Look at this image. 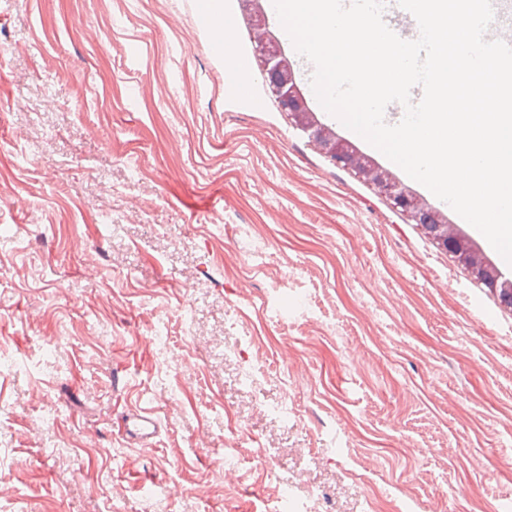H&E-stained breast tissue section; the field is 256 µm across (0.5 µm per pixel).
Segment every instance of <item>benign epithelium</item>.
Here are the masks:
<instances>
[{
    "label": "benign epithelium",
    "mask_w": 512,
    "mask_h": 512,
    "mask_svg": "<svg viewBox=\"0 0 512 512\" xmlns=\"http://www.w3.org/2000/svg\"><path fill=\"white\" fill-rule=\"evenodd\" d=\"M252 28L254 51L260 60L268 93L291 125L307 134L321 153L336 167L377 190L406 223L415 225L441 251L453 250L456 262L472 280L482 283L499 303L512 309V275L500 271L493 261L472 244L458 225L448 222L447 215L428 200L406 188L389 170L364 154L347 140L320 122L307 104L293 71L290 58L269 29L261 9H256Z\"/></svg>",
    "instance_id": "7a95c632"
}]
</instances>
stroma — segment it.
Masks as SVG:
<instances>
[{
	"label": "stroma",
	"instance_id": "obj_1",
	"mask_svg": "<svg viewBox=\"0 0 512 512\" xmlns=\"http://www.w3.org/2000/svg\"><path fill=\"white\" fill-rule=\"evenodd\" d=\"M223 2L218 55L196 0H0V512H504L512 311L289 124ZM157 431L158 421L152 412L142 409L128 414L124 433L130 439L147 443L156 436Z\"/></svg>",
	"mask_w": 512,
	"mask_h": 512
}]
</instances>
